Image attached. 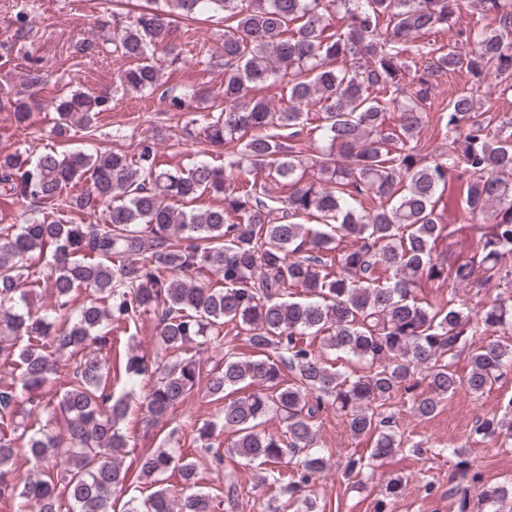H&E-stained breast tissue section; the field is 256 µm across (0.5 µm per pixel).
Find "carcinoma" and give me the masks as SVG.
Listing matches in <instances>:
<instances>
[{
	"label": "carcinoma",
	"instance_id": "cac0c4a2",
	"mask_svg": "<svg viewBox=\"0 0 512 512\" xmlns=\"http://www.w3.org/2000/svg\"><path fill=\"white\" fill-rule=\"evenodd\" d=\"M154 2L112 39L113 52L129 61L119 82L181 110L196 92L171 98L160 91L155 50L168 43L174 19L224 13V85L204 115V141L224 148V165L168 169L155 137L131 157L50 150L32 161L0 153V198L47 210L0 226V368L12 376L0 387V499L19 501L20 512H114L121 499L122 512L238 506L242 491L232 474L224 475V492L204 491L193 457L168 448L137 457L136 479L154 491L128 496L133 480L119 424L130 404L111 390L123 381L145 383L138 411L153 423L204 388L224 408L216 421L191 424L194 453L217 469L227 453L267 466L261 483L280 486L292 512H323L304 494L331 467L317 448L321 411L338 410L352 436L373 438L367 457L352 455L344 465L358 483L368 461L404 447L382 407L414 375L424 374L427 391L411 408L429 418L441 399L461 388L481 396L512 366V345L495 340L469 352L466 376L453 369L466 337L512 329V266L505 263L512 256V115L477 120L484 78L512 91V0H471L478 18L466 29L460 0H165V10L149 7ZM440 32L451 34L448 42L416 43ZM455 73L471 83L442 108L448 145L433 158L420 133L435 82ZM270 81L281 85L279 107L252 94ZM105 104L89 92L57 98L55 133L92 127ZM6 106L20 121L40 108L8 96L0 99ZM313 141L323 143L317 155L304 149ZM235 168L244 177L231 178ZM450 171L466 175V210L489 223L480 259L453 266L435 256L446 237L437 203ZM83 179L89 188L67 207L101 210L100 224H75L61 207L67 188ZM271 183L288 194L271 197ZM207 191L224 193V206L194 207ZM345 239L354 244L339 247ZM43 264L54 304L33 315L20 303L26 288L40 286ZM475 277L504 289L475 313L452 292L446 302L414 294L418 280ZM293 288L302 298L293 299ZM81 292L93 299L73 313L70 302ZM147 314L158 321L155 364L133 349L117 352L112 337V328L129 331ZM319 336L364 362L362 372L342 373L325 361L314 347ZM240 340L253 358L237 356ZM192 343L215 345L224 358L190 356ZM34 414L45 416L38 429L23 424ZM271 414L283 424L279 434L262 429ZM220 432L230 440L224 452L213 441ZM474 433L512 438V420L479 418ZM20 452L35 463L21 486L12 478ZM288 456L296 459L289 474L278 469ZM448 484L458 512H469L473 496L485 512H503L512 501V481L485 483L463 447L451 450ZM401 492V480L388 482L377 512Z\"/></svg>",
	"mask_w": 512,
	"mask_h": 512
}]
</instances>
